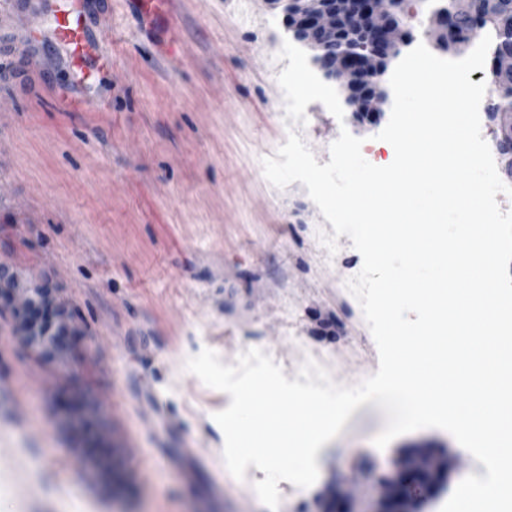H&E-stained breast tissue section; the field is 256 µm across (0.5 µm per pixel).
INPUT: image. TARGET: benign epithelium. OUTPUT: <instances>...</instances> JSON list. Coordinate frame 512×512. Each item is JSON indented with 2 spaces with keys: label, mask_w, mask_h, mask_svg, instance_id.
<instances>
[{
  "label": "benign epithelium",
  "mask_w": 512,
  "mask_h": 512,
  "mask_svg": "<svg viewBox=\"0 0 512 512\" xmlns=\"http://www.w3.org/2000/svg\"><path fill=\"white\" fill-rule=\"evenodd\" d=\"M284 4L288 29L294 39L314 53L327 80L343 84L356 115L381 111L386 95L380 88L391 60L411 44L406 4L397 0H275ZM348 33L351 47L328 53L336 36ZM446 33V16L428 17V35L436 40ZM17 301L19 330L29 345L45 356L62 354L74 335L70 315L56 304L49 284L26 283L0 265V299ZM448 462L435 448H417L402 459L392 476L379 480V512H422L426 499L445 485Z\"/></svg>",
  "instance_id": "1"
}]
</instances>
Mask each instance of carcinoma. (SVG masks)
Listing matches in <instances>:
<instances>
[{"instance_id":"obj_1","label":"carcinoma","mask_w":512,"mask_h":512,"mask_svg":"<svg viewBox=\"0 0 512 512\" xmlns=\"http://www.w3.org/2000/svg\"><path fill=\"white\" fill-rule=\"evenodd\" d=\"M512 0H440L446 6L448 40L444 46L455 51L467 43V34L475 26L489 32L492 43L489 56L512 53V41L507 33L512 29ZM493 96L487 101V113L497 123L496 150L501 159L502 171L512 176V151L508 148L507 127L503 120L512 113V78L490 72Z\"/></svg>"}]
</instances>
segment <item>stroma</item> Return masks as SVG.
<instances>
[{
  "label": "stroma",
  "mask_w": 512,
  "mask_h": 512,
  "mask_svg": "<svg viewBox=\"0 0 512 512\" xmlns=\"http://www.w3.org/2000/svg\"><path fill=\"white\" fill-rule=\"evenodd\" d=\"M57 4L21 11L0 0V264L56 288L74 336L55 359L17 334L0 304V512H269L253 484L227 470L225 437L214 419L228 394L186 369L203 349L235 364L250 348L296 379L306 360L339 384L379 366L375 341L346 282L362 268L348 236L328 253L331 232L307 189L273 187L261 161L296 132L318 163L348 130L369 162L386 157L372 138L383 111L363 118L328 109L289 128L279 58L288 39L267 0H179L171 23L177 53L162 54L140 32L125 0H89L103 28L100 52L75 68L52 34ZM167 405L159 420L146 396ZM85 402L72 419L60 402ZM372 403L356 409L315 485L279 482L278 512H327L337 494L351 512H371L379 479L415 448L447 450L448 498L466 476L485 475L448 432L426 428L385 449ZM199 448L206 462L187 481L177 457ZM224 489L221 499L211 490Z\"/></svg>",
  "instance_id": "35a3bbf8"
}]
</instances>
